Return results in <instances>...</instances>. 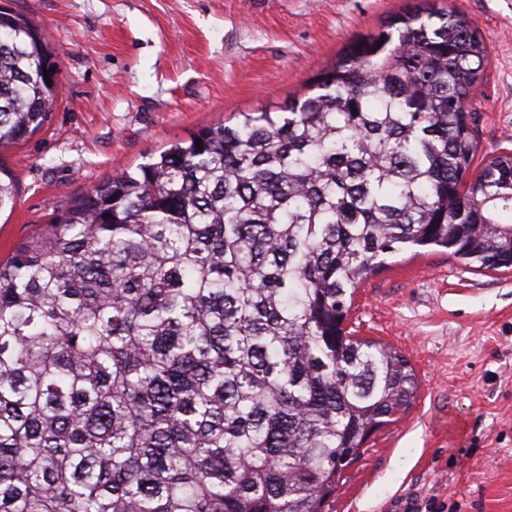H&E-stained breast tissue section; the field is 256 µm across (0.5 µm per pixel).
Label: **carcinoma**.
<instances>
[{
	"mask_svg": "<svg viewBox=\"0 0 512 512\" xmlns=\"http://www.w3.org/2000/svg\"><path fill=\"white\" fill-rule=\"evenodd\" d=\"M58 56L0 10V148L49 121ZM488 61L461 12L396 15L315 94L57 206L0 261V512H321L418 392L348 330L361 283L413 249L512 270Z\"/></svg>",
	"mask_w": 512,
	"mask_h": 512,
	"instance_id": "cac0c4a2",
	"label": "carcinoma"
}]
</instances>
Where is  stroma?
<instances>
[{
	"mask_svg": "<svg viewBox=\"0 0 512 512\" xmlns=\"http://www.w3.org/2000/svg\"><path fill=\"white\" fill-rule=\"evenodd\" d=\"M60 52L48 123L0 149L16 205L0 260L54 206L198 129L277 111L393 15L463 12L489 50L481 151L512 149V0H0ZM355 336L400 350L419 390L323 512H512V272L404 252L359 287Z\"/></svg>",
	"mask_w": 512,
	"mask_h": 512,
	"instance_id": "stroma-1",
	"label": "stroma"
}]
</instances>
